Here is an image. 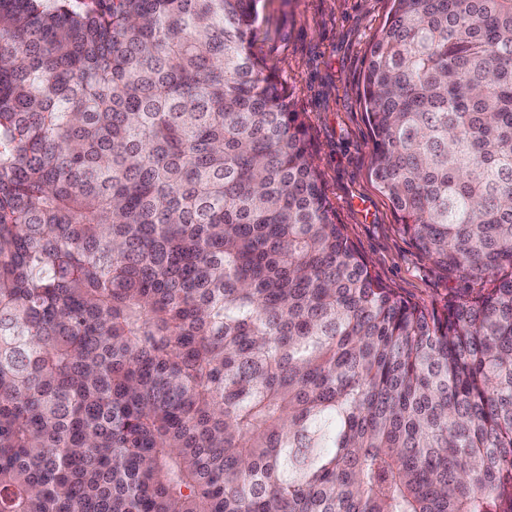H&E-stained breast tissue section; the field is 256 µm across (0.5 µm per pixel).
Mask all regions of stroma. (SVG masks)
I'll return each mask as SVG.
<instances>
[{"label":"stroma","instance_id":"35a3bbf8","mask_svg":"<svg viewBox=\"0 0 512 512\" xmlns=\"http://www.w3.org/2000/svg\"><path fill=\"white\" fill-rule=\"evenodd\" d=\"M392 0H261L254 53L275 70L307 128L325 198L384 283L443 308L475 288L427 260L370 174L371 133L358 95Z\"/></svg>","mask_w":512,"mask_h":512}]
</instances>
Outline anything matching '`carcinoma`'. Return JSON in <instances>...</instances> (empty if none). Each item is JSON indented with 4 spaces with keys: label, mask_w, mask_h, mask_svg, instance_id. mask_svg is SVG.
<instances>
[{
    "label": "carcinoma",
    "mask_w": 512,
    "mask_h": 512,
    "mask_svg": "<svg viewBox=\"0 0 512 512\" xmlns=\"http://www.w3.org/2000/svg\"><path fill=\"white\" fill-rule=\"evenodd\" d=\"M259 0H0V512H512V0H393L363 98L443 310L336 223Z\"/></svg>",
    "instance_id": "cac0c4a2"
}]
</instances>
